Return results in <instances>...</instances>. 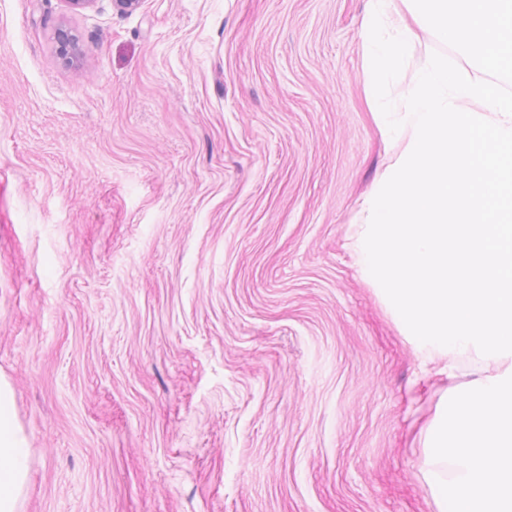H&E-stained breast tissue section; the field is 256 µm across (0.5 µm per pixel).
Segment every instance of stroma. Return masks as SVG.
Instances as JSON below:
<instances>
[{"instance_id":"35a3bbf8","label":"stroma","mask_w":512,"mask_h":512,"mask_svg":"<svg viewBox=\"0 0 512 512\" xmlns=\"http://www.w3.org/2000/svg\"><path fill=\"white\" fill-rule=\"evenodd\" d=\"M366 8L0 0L19 512H436L426 427L478 374H425L351 249L409 140L367 107Z\"/></svg>"}]
</instances>
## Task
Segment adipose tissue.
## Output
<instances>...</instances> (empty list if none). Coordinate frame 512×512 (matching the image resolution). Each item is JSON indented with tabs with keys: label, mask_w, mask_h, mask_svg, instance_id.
Listing matches in <instances>:
<instances>
[{
	"label": "adipose tissue",
	"mask_w": 512,
	"mask_h": 512,
	"mask_svg": "<svg viewBox=\"0 0 512 512\" xmlns=\"http://www.w3.org/2000/svg\"><path fill=\"white\" fill-rule=\"evenodd\" d=\"M28 482L25 450L14 425L10 396L0 382V512H18Z\"/></svg>",
	"instance_id": "obj_1"
}]
</instances>
